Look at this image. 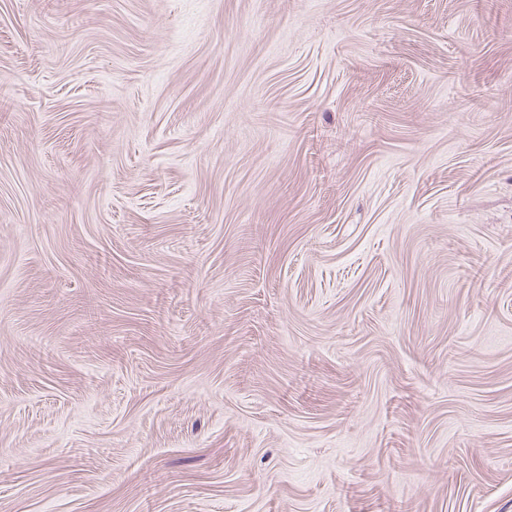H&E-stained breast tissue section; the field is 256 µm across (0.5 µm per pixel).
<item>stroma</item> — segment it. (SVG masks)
<instances>
[{
  "label": "stroma",
  "instance_id": "35a3bbf8",
  "mask_svg": "<svg viewBox=\"0 0 512 512\" xmlns=\"http://www.w3.org/2000/svg\"><path fill=\"white\" fill-rule=\"evenodd\" d=\"M0 512H512V0H0Z\"/></svg>",
  "mask_w": 512,
  "mask_h": 512
}]
</instances>
